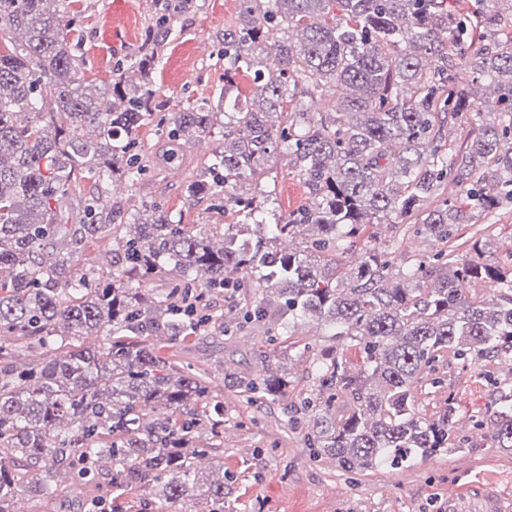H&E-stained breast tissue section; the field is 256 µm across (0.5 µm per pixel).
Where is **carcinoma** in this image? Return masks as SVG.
<instances>
[{"instance_id": "cac0c4a2", "label": "carcinoma", "mask_w": 512, "mask_h": 512, "mask_svg": "<svg viewBox=\"0 0 512 512\" xmlns=\"http://www.w3.org/2000/svg\"><path fill=\"white\" fill-rule=\"evenodd\" d=\"M61 2L0 0V30L26 37L25 53H0V271L9 272L0 278V334L49 353L19 369L0 345V512H14L24 493L38 502L54 494L63 467L97 491L95 501L152 483L155 512L187 503L220 512L224 481L205 478L197 461L217 448L224 405L201 373L173 366L151 339L221 326L199 322L184 303L244 279L276 295L275 305L254 298L244 314L272 335L312 319L359 347L355 374L334 348L313 355L302 419L314 457L364 472L448 451L454 400L427 418L416 390L446 354L512 362V269L445 249L402 266L360 242L370 227L406 224L447 245L466 220L512 203V36L500 29L512 0H471L464 13L448 0H243L241 25L224 30V86L167 125L150 81L161 42L134 53L112 97L94 96ZM240 71L256 85L244 100ZM330 94L338 106L323 112ZM297 97L301 108L288 111ZM469 113L477 126L445 151V128ZM154 121L173 142L224 123V142L188 191L224 192L237 222L184 224L155 203L143 222L115 205L102 217L91 197L84 223H61L77 178L103 189L139 178L134 135ZM82 126L97 135L79 138ZM277 151L293 156L312 202L268 222V197L243 187ZM302 226L314 229L310 240L280 249ZM105 230L118 245L107 279L75 265ZM360 250L356 264L344 261ZM163 276L175 282L169 291L145 288ZM474 282L496 298L469 295ZM100 335L97 348L82 347ZM287 383L272 371L250 390L273 399ZM341 395L350 408L338 416ZM488 420L497 447L511 449L508 397L494 401ZM204 432L212 443L200 446ZM102 459L111 463L104 477Z\"/></svg>"}]
</instances>
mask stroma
Returning <instances> with one entry per match:
<instances>
[{
  "mask_svg": "<svg viewBox=\"0 0 512 512\" xmlns=\"http://www.w3.org/2000/svg\"><path fill=\"white\" fill-rule=\"evenodd\" d=\"M70 36L85 58V73L96 93L112 88L115 65L128 59L146 34L168 27L153 73L165 114L212 97L224 84V32L241 24V0H66ZM224 129L215 126L181 147L149 124L137 133L144 172L122 183L113 199L128 214L158 202L186 224H221L224 204L212 196H192L195 180ZM270 195L278 216L288 217L309 203V194L287 153L272 157L254 178ZM487 263L512 261V204L481 219ZM371 244L394 247L396 259L434 250L409 231L383 224ZM242 288L209 297L205 313L222 318L223 332L205 330L183 341L154 337L161 356L204 372L215 399L224 404L219 451L201 461L209 479L224 482V512H512V451L496 447L488 428L477 427L491 403L512 391V368L492 359L464 366L440 359L436 385L423 384L418 403L433 414L446 398L457 403L458 449L416 461L402 469L345 472L334 460L309 455L303 427L291 414L312 386V350L331 345L327 328L297 321L291 340L273 344L266 325L244 322ZM288 373V386L274 402L247 403L244 384L264 375L266 366Z\"/></svg>",
  "mask_w": 512,
  "mask_h": 512,
  "instance_id": "stroma-1",
  "label": "stroma"
}]
</instances>
